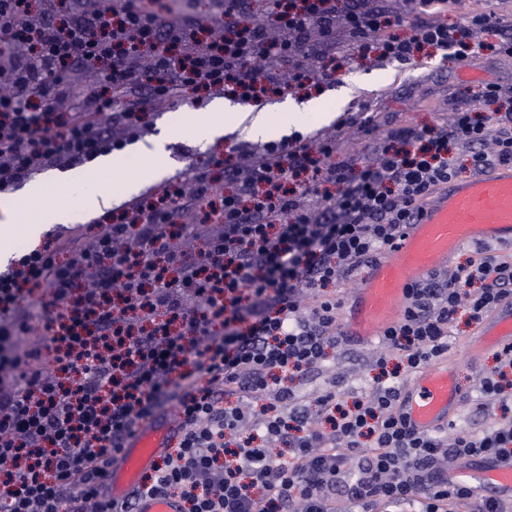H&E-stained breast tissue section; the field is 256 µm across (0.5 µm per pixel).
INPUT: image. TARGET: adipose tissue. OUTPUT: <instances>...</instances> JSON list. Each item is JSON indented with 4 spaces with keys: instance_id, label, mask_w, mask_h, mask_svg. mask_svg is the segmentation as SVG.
Segmentation results:
<instances>
[{
    "instance_id": "1",
    "label": "adipose tissue",
    "mask_w": 512,
    "mask_h": 512,
    "mask_svg": "<svg viewBox=\"0 0 512 512\" xmlns=\"http://www.w3.org/2000/svg\"><path fill=\"white\" fill-rule=\"evenodd\" d=\"M233 129L251 139H266L280 134L283 126L277 123L272 113L254 106H243L224 101H216L209 106V118L199 121L193 115L180 113L175 115L164 134L151 140L150 144L139 146L138 151L154 157L163 156L165 145L170 136L177 135L193 140L199 145H208L215 137L223 135L225 130ZM70 186L81 191L77 210H48L40 220L27 217L19 203L9 200L0 201V212L15 223L21 224L26 235L38 236L42 225L66 224L77 219L83 212L100 213L112 206V197L104 190L88 185L89 175L86 169L78 168L65 175Z\"/></svg>"
}]
</instances>
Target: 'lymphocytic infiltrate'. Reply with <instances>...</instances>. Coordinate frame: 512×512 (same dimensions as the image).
<instances>
[{"label": "lymphocytic infiltrate", "mask_w": 512, "mask_h": 512, "mask_svg": "<svg viewBox=\"0 0 512 512\" xmlns=\"http://www.w3.org/2000/svg\"><path fill=\"white\" fill-rule=\"evenodd\" d=\"M448 0H0V193L118 150L166 102L244 104L322 88L358 64L405 70L435 50L512 58L493 15ZM101 76L86 92L84 74ZM512 166V85L458 99L451 121L390 129L370 156L294 135L210 157L183 181L77 236L48 234L0 271V504L109 512L108 469L139 421L173 414L176 445L143 478L183 512H512L448 478L469 457L512 459V345L479 372L471 425L432 432L401 413L414 373L512 301V255L412 285L352 401L306 403L290 373L341 345L340 286L402 237L432 189ZM56 355L55 370L43 364Z\"/></svg>", "instance_id": "1"}]
</instances>
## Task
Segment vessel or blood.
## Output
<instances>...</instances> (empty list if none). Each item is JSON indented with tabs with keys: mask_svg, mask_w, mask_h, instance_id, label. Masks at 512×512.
Listing matches in <instances>:
<instances>
[{
	"mask_svg": "<svg viewBox=\"0 0 512 512\" xmlns=\"http://www.w3.org/2000/svg\"><path fill=\"white\" fill-rule=\"evenodd\" d=\"M512 244V167L449 181L427 198L415 223L361 275L342 311L344 335L363 345L379 340L397 322L408 288L447 269L452 256L466 247ZM484 344H512V303L498 306L483 323ZM461 391L450 361L421 370L402 395V411L418 432L447 426L460 413ZM172 419L138 425L126 448L109 469V499L119 504L135 491L144 475L176 442ZM480 484L512 497V460L483 462L474 469ZM176 497H141L138 512H181Z\"/></svg>",
	"mask_w": 512,
	"mask_h": 512,
	"instance_id": "b4317fda",
	"label": "vessel or blood"
}]
</instances>
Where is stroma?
<instances>
[{
  "mask_svg": "<svg viewBox=\"0 0 512 512\" xmlns=\"http://www.w3.org/2000/svg\"><path fill=\"white\" fill-rule=\"evenodd\" d=\"M481 74L484 81L502 84L512 83V58L494 52H485L479 59L464 64L434 55L419 61L411 70L399 71L395 66L367 68L354 65L340 72L333 84L320 95L331 116L326 120L304 118L290 124V131L308 135L318 130L334 131L338 118L346 111L357 110L360 102L370 104L369 114L375 130L370 135L349 134L337 139V158L364 156L378 144L387 130L397 124L424 125L443 121L451 116L450 105L454 98L469 89L463 77L464 70ZM240 146L257 151L262 140L247 139L232 130L203 149L192 140L176 137L166 146V154L158 159H146V170L152 178L143 183L140 195H148L155 189L181 177L190 168L206 160L209 155L228 152ZM457 329L448 340V359L457 363L456 373L464 397L476 399L475 375L492 363L491 351H484L474 359L464 354L467 343L476 335V326L467 322L466 314H458ZM370 349L365 345L347 343L337 348L329 367L312 378L298 379L301 392L313 395L320 390L336 387L346 396L354 398L370 391L375 372L369 362Z\"/></svg>",
  "mask_w": 512,
  "mask_h": 512,
  "instance_id": "35a3bbf8",
  "label": "stroma"
}]
</instances>
